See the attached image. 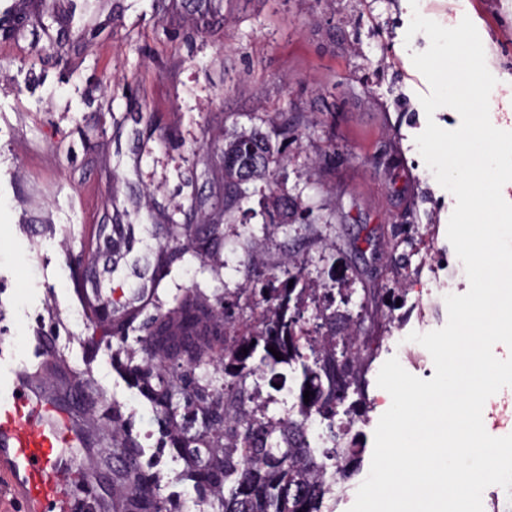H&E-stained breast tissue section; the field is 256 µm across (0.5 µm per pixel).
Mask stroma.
I'll list each match as a JSON object with an SVG mask.
<instances>
[{
	"mask_svg": "<svg viewBox=\"0 0 512 512\" xmlns=\"http://www.w3.org/2000/svg\"><path fill=\"white\" fill-rule=\"evenodd\" d=\"M73 37L48 43L24 27L0 33V330L13 336L0 356L28 362L34 343L48 368L91 376L104 404L130 419L145 457L163 462L161 493L188 507L198 492L182 479V460L161 447L152 405L121 372L115 344L92 345L93 323L69 279L71 258L96 247L101 224L131 225L134 250L122 260L104 253L87 278L115 289L119 300L149 289L154 257L169 224H195L221 207L211 180L226 135L259 129L284 158L282 189L302 219L267 235L264 181L245 196L224 227L221 274L199 259L175 261L148 314L168 310L186 289L213 298L234 291L250 266L245 240L277 265L289 250L307 260L310 277L353 288L351 309L375 307L400 274L389 244L396 224L412 225L430 246L440 285L419 283L424 310L379 320L384 336L367 375L395 355L390 327L403 334L442 328L448 292L469 282L447 238L456 199L436 181L415 138L426 126L420 103L430 86L411 55L429 39L407 37L413 14L452 28L470 18L496 77L499 129H512V0H44ZM310 129L285 132L296 113ZM321 234L343 229V248L322 252ZM374 229L362 254L346 244ZM380 411L366 412L355 431L364 449L336 512H349L369 474ZM88 512H112L118 464L92 459Z\"/></svg>",
	"mask_w": 512,
	"mask_h": 512,
	"instance_id": "stroma-1",
	"label": "stroma"
}]
</instances>
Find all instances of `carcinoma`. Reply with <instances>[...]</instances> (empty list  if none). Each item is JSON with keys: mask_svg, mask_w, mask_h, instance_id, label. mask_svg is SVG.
I'll return each mask as SVG.
<instances>
[{"mask_svg": "<svg viewBox=\"0 0 512 512\" xmlns=\"http://www.w3.org/2000/svg\"><path fill=\"white\" fill-rule=\"evenodd\" d=\"M281 163L262 132L254 129L226 137L224 191L256 180L275 184ZM266 211L268 224L279 228L298 208L288 194L271 188ZM221 233L220 224L210 225L203 238L190 224L171 225V238L181 255L213 262L216 272ZM280 266L285 278L258 277L237 294L216 300L222 306L223 331L218 339L203 336L197 345H180L168 334L171 320L158 312L140 324L146 335L137 338L139 348L151 352L155 362L137 363L129 356L123 363L126 375L155 408L166 442L183 460L181 477L210 497L216 512H334L345 480L358 466L361 449L336 429L337 406L348 392L361 394L362 350H372L380 337L338 307L349 303L350 289L335 290L310 278L305 258L296 252L286 253ZM243 297L254 300L259 309L248 322L240 320ZM209 309L211 298L197 288L176 299L173 310L184 338H191ZM308 311L311 329L304 317ZM138 318L139 313L128 310L108 328L118 343L115 356L127 351L128 331ZM271 347L283 359H276ZM179 355L188 357L187 367L168 372L166 360ZM205 365L224 373L222 387L196 377V370ZM298 366L297 410L291 417L275 422L266 415V404L246 407L258 389L248 386L249 379H266L273 386L286 379L285 369L294 372ZM307 389L313 395L306 403ZM314 415L325 424L332 443L325 457L335 460L336 472L329 476L311 449L288 445L290 437L304 434ZM102 418L112 423V458L123 460L119 481L134 484L121 496L118 512H176L160 494V473L146 472L154 464L140 461V444L122 417L105 408Z\"/></svg>", "mask_w": 512, "mask_h": 512, "instance_id": "carcinoma-1", "label": "carcinoma"}]
</instances>
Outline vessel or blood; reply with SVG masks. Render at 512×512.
I'll list each match as a JSON object with an SVG mask.
<instances>
[{"label":"vessel or blood","mask_w":512,"mask_h":512,"mask_svg":"<svg viewBox=\"0 0 512 512\" xmlns=\"http://www.w3.org/2000/svg\"><path fill=\"white\" fill-rule=\"evenodd\" d=\"M46 363L0 370V476L25 512H83L71 488L83 480L85 431L71 395L50 394Z\"/></svg>","instance_id":"vessel-or-blood-1"}]
</instances>
